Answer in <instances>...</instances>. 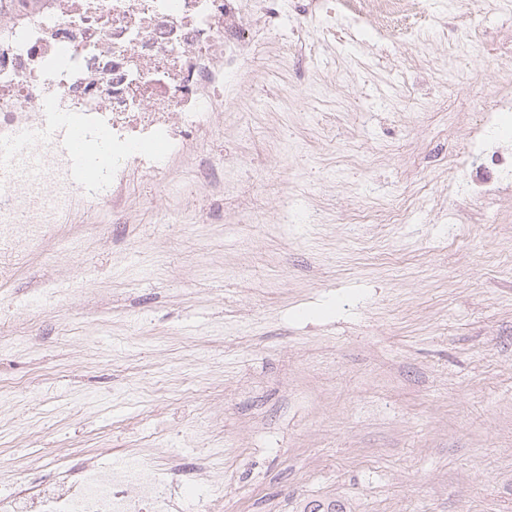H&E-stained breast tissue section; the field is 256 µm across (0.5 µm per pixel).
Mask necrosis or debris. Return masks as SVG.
<instances>
[{"mask_svg":"<svg viewBox=\"0 0 512 512\" xmlns=\"http://www.w3.org/2000/svg\"><path fill=\"white\" fill-rule=\"evenodd\" d=\"M0 0V286L13 262L42 252L59 225L130 210L134 182L165 180L170 160L195 172L163 211L172 224L223 221L224 155L210 143L224 112V77L259 66V46L281 21L272 0ZM58 123L42 129L46 109ZM512 112L502 97L459 158L483 160L493 176L512 171V151L490 149ZM174 478L151 458L116 469L95 457L76 478L0 490V512H173Z\"/></svg>","mask_w":512,"mask_h":512,"instance_id":"necrosis-or-debris-1","label":"necrosis or debris"}]
</instances>
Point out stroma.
Masks as SVG:
<instances>
[{
  "instance_id": "1",
  "label": "stroma",
  "mask_w": 512,
  "mask_h": 512,
  "mask_svg": "<svg viewBox=\"0 0 512 512\" xmlns=\"http://www.w3.org/2000/svg\"><path fill=\"white\" fill-rule=\"evenodd\" d=\"M303 2L224 84L241 112L212 145L259 164L223 223L155 222V183L0 292V475L176 446L187 510L206 490L218 512H512V187L449 188L487 175L452 157L474 102L512 93V15L405 0L326 43ZM85 271L67 303L37 292ZM201 462L223 482L195 484Z\"/></svg>"
}]
</instances>
